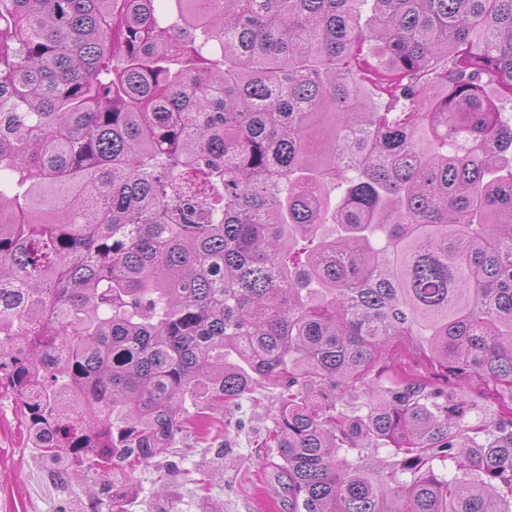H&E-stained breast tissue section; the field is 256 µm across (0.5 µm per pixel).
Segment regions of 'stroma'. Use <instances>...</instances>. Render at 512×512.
Returning a JSON list of instances; mask_svg holds the SVG:
<instances>
[{
	"label": "stroma",
	"instance_id": "stroma-1",
	"mask_svg": "<svg viewBox=\"0 0 512 512\" xmlns=\"http://www.w3.org/2000/svg\"><path fill=\"white\" fill-rule=\"evenodd\" d=\"M275 392L266 388L238 405L190 424L153 465L139 468L125 487L127 512H288L274 466L275 449L262 440ZM206 486H199L200 474ZM100 486L80 479L54 481L31 446L20 401L0 390V512H83Z\"/></svg>",
	"mask_w": 512,
	"mask_h": 512
}]
</instances>
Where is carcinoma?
<instances>
[{
    "label": "carcinoma",
    "mask_w": 512,
    "mask_h": 512,
    "mask_svg": "<svg viewBox=\"0 0 512 512\" xmlns=\"http://www.w3.org/2000/svg\"><path fill=\"white\" fill-rule=\"evenodd\" d=\"M172 2L0 0V374L39 455L132 480L272 387L288 512H512V0Z\"/></svg>",
    "instance_id": "cac0c4a2"
}]
</instances>
